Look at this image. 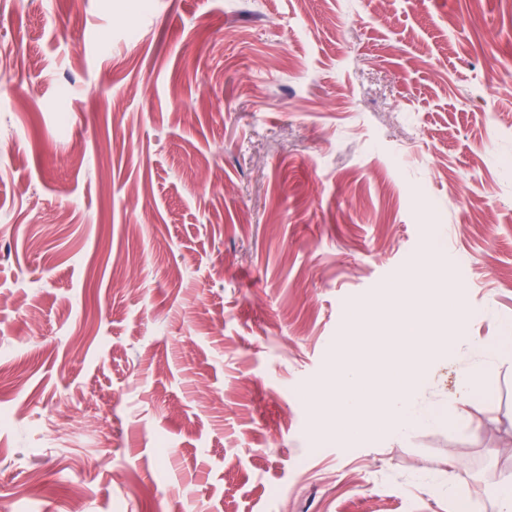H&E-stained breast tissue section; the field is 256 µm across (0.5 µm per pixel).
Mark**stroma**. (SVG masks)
I'll use <instances>...</instances> for the list:
<instances>
[{"instance_id":"35a3bbf8","label":"stroma","mask_w":512,"mask_h":512,"mask_svg":"<svg viewBox=\"0 0 512 512\" xmlns=\"http://www.w3.org/2000/svg\"><path fill=\"white\" fill-rule=\"evenodd\" d=\"M511 123L512 0H0V502L497 512L512 360L361 448L306 393L431 249L512 325Z\"/></svg>"}]
</instances>
